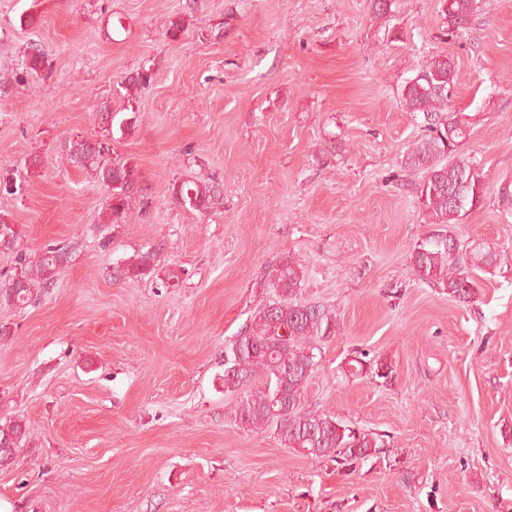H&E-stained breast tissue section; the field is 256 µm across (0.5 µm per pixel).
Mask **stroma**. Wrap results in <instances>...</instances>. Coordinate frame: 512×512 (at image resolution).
<instances>
[{"label": "stroma", "mask_w": 512, "mask_h": 512, "mask_svg": "<svg viewBox=\"0 0 512 512\" xmlns=\"http://www.w3.org/2000/svg\"><path fill=\"white\" fill-rule=\"evenodd\" d=\"M0 0V216L36 252L70 259L20 308L0 299V418L27 426L0 469V512H512V0H481L458 41L440 0ZM183 17L177 38L169 18ZM38 43L48 66L19 76ZM458 81L451 110L479 162L481 204L454 233L505 252L468 306L415 279L430 231L401 183L421 133L401 89L430 55ZM151 82L126 101L125 76ZM147 195L102 224L109 191L67 162L98 139ZM212 177L187 209L174 182ZM153 252L152 277L115 270ZM293 257L304 294L336 314L303 406L382 435L348 467L225 417L224 348ZM390 382L346 374L354 352ZM185 180L172 187L173 198L181 205L196 211H207L221 198L220 185L215 180Z\"/></svg>", "instance_id": "stroma-1"}]
</instances>
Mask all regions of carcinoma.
<instances>
[{
    "label": "carcinoma",
    "instance_id": "obj_1",
    "mask_svg": "<svg viewBox=\"0 0 512 512\" xmlns=\"http://www.w3.org/2000/svg\"><path fill=\"white\" fill-rule=\"evenodd\" d=\"M479 9V0H442L450 40L463 37ZM22 71L39 74L46 68L45 54L36 45L24 50ZM152 73L141 68L121 81L124 97L149 84ZM457 74L444 54L429 57L401 91L402 104L414 118L422 120V135L408 149L401 167L422 176L407 183L430 233L413 248L410 264L415 277L460 304L476 298L479 286L475 272L492 273L500 265L499 254L483 243H466L451 233L450 225L482 201V170L470 159L453 154L468 135V126L450 110ZM71 140L66 160L89 172L109 189L108 205L101 224H120L136 198L145 195L137 168L112 157L109 136ZM180 204L207 211L221 198L214 180H185L172 187ZM502 212L512 216V180L498 186ZM22 235L0 218V251L15 254V268L0 297L24 306L34 295L53 286L69 257L65 246L48 244L33 258L21 249ZM153 254L137 255L117 276L138 281L154 274ZM265 297L251 317L224 349V393L236 395L230 417L247 431H272L288 448L307 456L329 459L350 466L381 453L384 442L373 432L356 429L323 411L301 406L304 389L319 369L320 343L336 332V316L324 305L306 299L300 264L284 259L269 269L263 282ZM354 375L389 382L393 366L381 357L361 356L348 361ZM26 427L17 420L0 423V467L10 464L22 447Z\"/></svg>",
    "mask_w": 512,
    "mask_h": 512
}]
</instances>
